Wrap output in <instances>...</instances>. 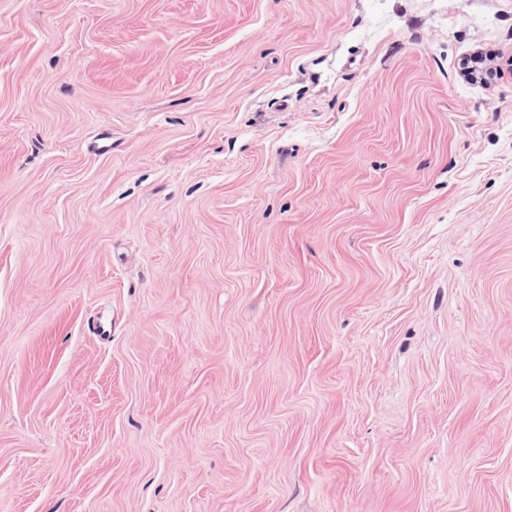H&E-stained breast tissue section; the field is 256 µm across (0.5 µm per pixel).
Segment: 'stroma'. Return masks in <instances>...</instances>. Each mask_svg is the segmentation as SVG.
<instances>
[{
  "instance_id": "1",
  "label": "stroma",
  "mask_w": 512,
  "mask_h": 512,
  "mask_svg": "<svg viewBox=\"0 0 512 512\" xmlns=\"http://www.w3.org/2000/svg\"><path fill=\"white\" fill-rule=\"evenodd\" d=\"M512 0H0V512H512Z\"/></svg>"
}]
</instances>
